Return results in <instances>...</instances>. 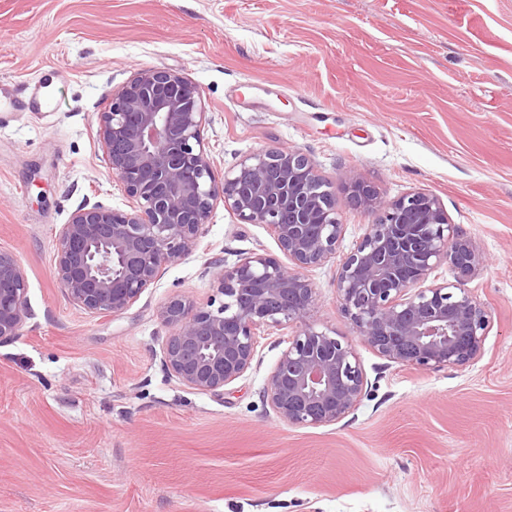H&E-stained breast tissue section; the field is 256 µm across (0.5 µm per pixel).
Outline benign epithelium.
I'll use <instances>...</instances> for the list:
<instances>
[{
  "mask_svg": "<svg viewBox=\"0 0 512 512\" xmlns=\"http://www.w3.org/2000/svg\"><path fill=\"white\" fill-rule=\"evenodd\" d=\"M202 92L174 71L141 68L99 113L97 136L131 210L77 208L59 230L54 276L91 314H124L163 271L196 251L218 203L245 224L266 226L288 259L251 253L216 274L219 307L175 296L157 311L170 376L217 394L253 366L259 339L288 337L264 394L294 427L332 425L358 406L366 375L336 332L307 323L316 288L304 271L336 260L344 225L335 190L300 149L254 152L221 174L206 150ZM349 198L374 215L341 260L336 299L354 339L380 357L422 370L462 368L481 355L490 326L468 282L484 255L452 224L438 198L415 191L382 200L371 185L343 179ZM443 264L454 282L435 276ZM27 284L19 259L0 252V344L20 335Z\"/></svg>",
  "mask_w": 512,
  "mask_h": 512,
  "instance_id": "benign-epithelium-1",
  "label": "benign epithelium"
}]
</instances>
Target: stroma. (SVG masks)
Returning a JSON list of instances; mask_svg holds the SVG:
<instances>
[{
  "label": "stroma",
  "mask_w": 512,
  "mask_h": 512,
  "mask_svg": "<svg viewBox=\"0 0 512 512\" xmlns=\"http://www.w3.org/2000/svg\"><path fill=\"white\" fill-rule=\"evenodd\" d=\"M142 67L199 85L218 170L302 149L338 185V255L370 222L343 177L434 194L487 259L469 283L491 315L481 358L420 370L355 343L367 390L317 428L263 397L276 330L223 394L189 390L162 364L159 306L221 303L220 265L281 255L221 206L121 316L72 304L56 235L83 203L127 210L98 114ZM61 81L60 111L0 112V251L30 313L0 344V512H512V0H0V85ZM336 273L306 270L307 321L348 338Z\"/></svg>",
  "instance_id": "obj_1"
}]
</instances>
